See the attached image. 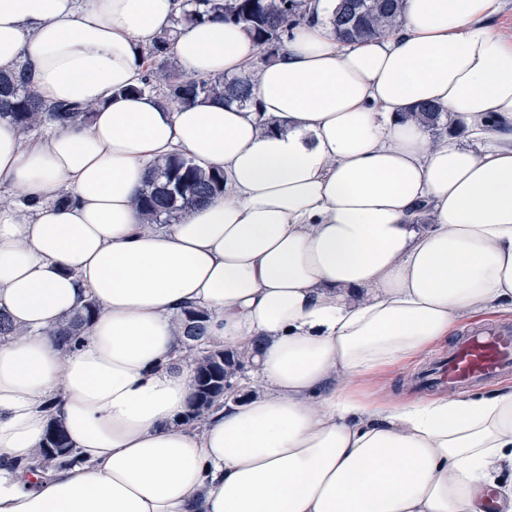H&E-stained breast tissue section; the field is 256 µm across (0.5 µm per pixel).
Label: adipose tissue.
Returning a JSON list of instances; mask_svg holds the SVG:
<instances>
[{
	"label": "adipose tissue",
	"mask_w": 512,
	"mask_h": 512,
	"mask_svg": "<svg viewBox=\"0 0 512 512\" xmlns=\"http://www.w3.org/2000/svg\"><path fill=\"white\" fill-rule=\"evenodd\" d=\"M187 0H0V71L90 125L0 120V512H512V386L397 398L374 386L462 322L512 314V29L505 0H406L393 34L339 39L336 0L250 72L242 25L171 46L184 71L254 74L255 98L128 94ZM438 105L451 129L411 122ZM224 191L142 224L153 161ZM94 299L88 336L45 332ZM252 358L248 397L183 424L172 319ZM75 464L29 473L51 418Z\"/></svg>",
	"instance_id": "obj_1"
}]
</instances>
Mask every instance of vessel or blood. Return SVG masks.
<instances>
[{
    "mask_svg": "<svg viewBox=\"0 0 512 512\" xmlns=\"http://www.w3.org/2000/svg\"><path fill=\"white\" fill-rule=\"evenodd\" d=\"M512 371V325L491 324L459 337L447 357L424 375L427 382L462 392Z\"/></svg>",
    "mask_w": 512,
    "mask_h": 512,
    "instance_id": "1",
    "label": "vessel or blood"
}]
</instances>
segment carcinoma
Returning <instances> with one entry per match:
<instances>
[{
  "mask_svg": "<svg viewBox=\"0 0 512 512\" xmlns=\"http://www.w3.org/2000/svg\"><path fill=\"white\" fill-rule=\"evenodd\" d=\"M190 9L174 24L186 26L210 18H223L244 26L262 50L280 40L293 28L309 21L312 14L303 9L304 0H188ZM405 0H337L330 16L336 34L351 42L376 38L396 29L402 19ZM143 50L145 59L161 58L150 66L140 83L126 89L131 94L151 93L162 103H184L197 99L237 100L242 104L252 98L253 82L244 76L231 81L222 76L197 78L182 73L168 63L170 42L174 33ZM440 109L423 104L413 110V118L427 128L441 120ZM0 119L16 124L24 135L51 124H81L93 119L90 110L66 105L48 108L28 87L22 75L0 72ZM224 192V175L205 172L192 160L170 156L156 161L134 201L142 223L175 224L186 212ZM97 313L96 304L86 303L82 309L46 332L65 346L84 335ZM177 341L189 351L195 390L187 419L196 420L224 400L225 385L233 384L238 373L251 365V354L210 344L207 316L193 309L175 320ZM71 442L60 421L50 422L42 446L35 450L36 463L65 459L70 456Z\"/></svg>",
  "mask_w": 512,
  "mask_h": 512,
  "instance_id": "cac0c4a2",
  "label": "carcinoma"
}]
</instances>
